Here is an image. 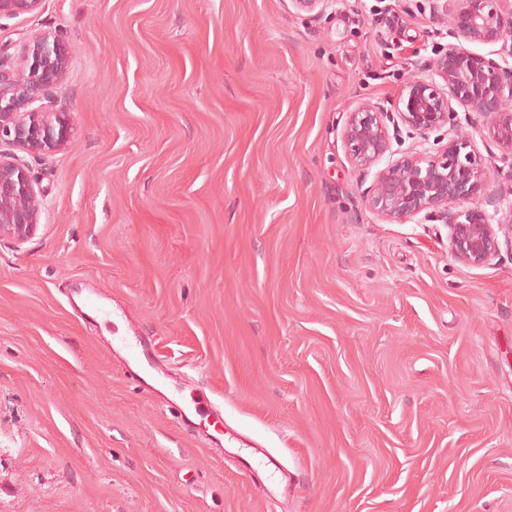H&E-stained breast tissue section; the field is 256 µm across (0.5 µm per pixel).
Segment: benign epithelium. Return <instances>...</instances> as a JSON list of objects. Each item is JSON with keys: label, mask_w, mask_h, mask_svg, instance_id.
Returning <instances> with one entry per match:
<instances>
[{"label": "benign epithelium", "mask_w": 512, "mask_h": 512, "mask_svg": "<svg viewBox=\"0 0 512 512\" xmlns=\"http://www.w3.org/2000/svg\"><path fill=\"white\" fill-rule=\"evenodd\" d=\"M331 0H291L298 12H322ZM41 0H0V17L32 12ZM448 18L454 41L439 51L435 77L408 81L388 109L363 102L349 113L343 131L353 162L377 167L365 190L369 208L386 220L433 215L448 228V250L465 266H482L499 251V234L512 237L509 223L492 224L477 199L497 207L486 193L490 169L465 136L448 140L437 154L392 158L387 121L426 134L448 123L459 106L480 113L489 138L512 156V68L477 54L468 43L493 45L512 37V0H435L432 20ZM32 62L22 69L0 53V144L33 154L61 149L69 127L67 113L53 108L51 91L60 84L67 52L63 40L47 35L25 46ZM39 106H34V103ZM40 200L28 167L0 150V238L23 241L37 229Z\"/></svg>", "instance_id": "1"}]
</instances>
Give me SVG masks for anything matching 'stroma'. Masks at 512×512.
Listing matches in <instances>:
<instances>
[{"label": "stroma", "mask_w": 512, "mask_h": 512, "mask_svg": "<svg viewBox=\"0 0 512 512\" xmlns=\"http://www.w3.org/2000/svg\"><path fill=\"white\" fill-rule=\"evenodd\" d=\"M432 0H42L63 38L42 200L0 239V512H512V242L467 267L424 216L385 221L342 137L449 42ZM512 220V158L457 110ZM149 337L159 369L120 336ZM291 476L270 498L183 375Z\"/></svg>", "instance_id": "1"}]
</instances>
